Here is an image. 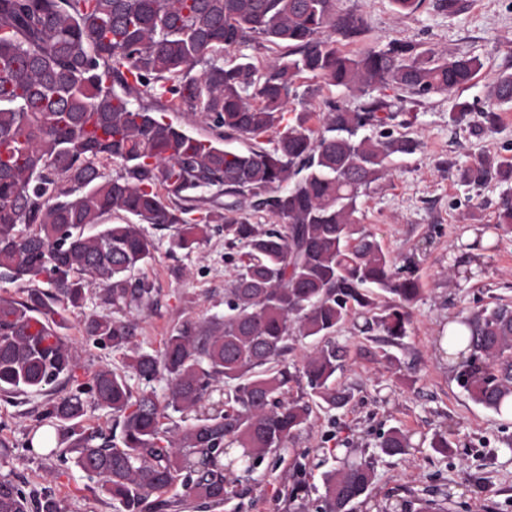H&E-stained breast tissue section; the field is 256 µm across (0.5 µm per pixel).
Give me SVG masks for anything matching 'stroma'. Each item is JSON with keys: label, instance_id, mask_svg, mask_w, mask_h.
<instances>
[{"label": "stroma", "instance_id": "stroma-1", "mask_svg": "<svg viewBox=\"0 0 512 512\" xmlns=\"http://www.w3.org/2000/svg\"><path fill=\"white\" fill-rule=\"evenodd\" d=\"M424 0L412 13L396 12L391 0H341L362 14L367 31L359 48L407 41L446 58L478 57L482 68L469 87L430 94L416 103L396 102L410 115L414 154L393 157L387 174L360 199V222L381 243L395 267L415 262L423 283L411 306L406 336L393 339L364 331L354 316L333 335L346 364L336 385L351 394L333 410L313 406L306 423L284 447L253 472H228L229 493L217 512H312L290 500L296 480L312 496L323 492L322 473L344 462L369 461L373 480L353 512H384L413 498L447 497L449 512H512V416L472 401L456 381L457 365L441 350L449 323L498 303L512 305V229L497 228L498 206L511 183H464L461 172L483 153L512 165V103L497 102L492 89L512 73V0H460L456 13ZM473 112L458 117L460 102ZM498 113L497 126L481 129V111ZM156 250L139 275L153 287L154 305L136 317L133 343L156 353L172 332L224 313V290L234 274L225 257L224 227L192 252L170 247L171 230L145 225ZM101 289L90 284L81 309L68 313L63 334L77 352L75 376L90 381L104 367H122L125 353L94 344L83 330L86 316L105 315ZM44 396L0 393V478L25 488L49 487L66 512H116L111 500L73 463L47 449H28L39 426ZM396 428L410 441L406 455L388 457L380 433ZM452 451L431 447L437 435Z\"/></svg>", "mask_w": 512, "mask_h": 512}]
</instances>
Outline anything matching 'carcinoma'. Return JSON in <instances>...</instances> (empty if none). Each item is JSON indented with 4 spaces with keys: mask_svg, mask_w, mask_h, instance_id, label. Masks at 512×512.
I'll list each match as a JSON object with an SVG mask.
<instances>
[{
    "mask_svg": "<svg viewBox=\"0 0 512 512\" xmlns=\"http://www.w3.org/2000/svg\"><path fill=\"white\" fill-rule=\"evenodd\" d=\"M339 3L0 0V281L23 294L0 296V391L51 394L75 381L76 356L56 317L82 307L88 280L118 312L152 306V286L135 277L156 249L142 225L174 228L171 248L191 252L222 224L225 243L238 248L224 316L183 325L157 353L131 349L125 370L102 368L91 383L44 403L40 418L65 445L52 453L95 477L119 512L220 505L226 461L255 469L304 425L311 403L350 400L336 390L345 355L330 341L303 359L307 398L286 397L298 380L288 364L291 336L327 338L353 313L372 312V287L393 300L365 330L407 334L421 282L411 267H394L357 213L391 157L414 153L418 143L405 132L411 121L370 90L456 91L482 64L401 41L348 51L367 26ZM246 46L267 55L259 63L245 54L227 64L218 58ZM303 73L358 94V106L329 99L312 128L309 112L290 108ZM493 96L512 101V73ZM169 109L199 117L214 137L159 116ZM362 129L371 134L358 136ZM271 130L277 136L266 147L260 138ZM223 140L251 145L239 150ZM461 179L508 183L512 166L484 154ZM120 212L133 220L104 223ZM252 212L277 224H252ZM460 324L468 356L457 382L500 413L512 400V308L486 307ZM83 329L114 349H130L134 335L132 320L106 315L87 316ZM130 373L167 380V393L133 396ZM220 381L224 400L215 402ZM90 406L112 413L120 437L84 429ZM170 410L192 421L169 427ZM379 448L404 455L408 439L391 428ZM371 482L366 463L325 472L315 512H352ZM177 484L179 501L166 497ZM0 512L65 508L52 492L0 479Z\"/></svg>",
    "mask_w": 512,
    "mask_h": 512,
    "instance_id": "carcinoma-1",
    "label": "carcinoma"
}]
</instances>
